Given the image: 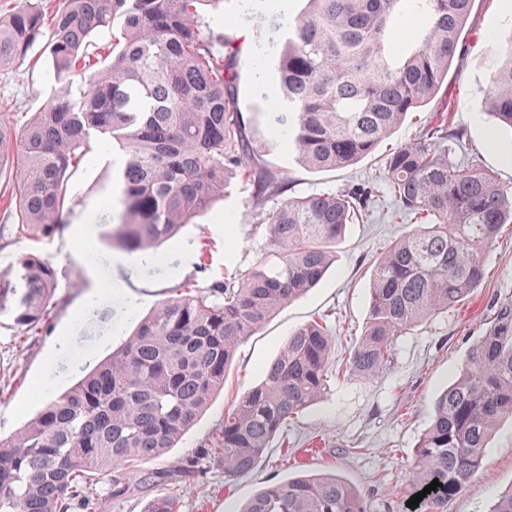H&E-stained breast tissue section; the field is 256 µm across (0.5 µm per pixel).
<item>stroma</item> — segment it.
<instances>
[{
  "label": "stroma",
  "mask_w": 512,
  "mask_h": 512,
  "mask_svg": "<svg viewBox=\"0 0 512 512\" xmlns=\"http://www.w3.org/2000/svg\"><path fill=\"white\" fill-rule=\"evenodd\" d=\"M304 7L303 0H222L220 25L240 45L242 116L252 128L256 151L289 179L291 195L368 187L373 212L368 220L348 225L336 246V261L319 285L279 310L238 349L223 391L177 447L125 470L131 485L125 500L113 502L108 491H101L104 512H145L158 488L144 483V472L172 467L192 455L222 423L225 411L260 382L289 333L317 319L336 332L335 386L290 422L286 441H273L252 473L228 483L220 466L208 464L204 477L188 483L181 512H239L265 485L308 471L332 473L357 487L368 512H412L410 467L433 399L453 381L470 344L490 327L497 306L512 300V224H507L487 251L485 279L465 301L400 337L390 365L378 377L346 375L353 342L368 318L374 262L412 228L410 221L391 220L397 205L383 171L393 149L416 139L433 112L444 108L451 126L463 133L453 162L477 161L500 183L512 186V163L503 155L512 145V130L501 127L486 106L496 61L494 43L512 34V10L504 0H475L460 46L463 63L451 67L447 84L433 101L408 116L371 156L344 170L316 172L299 163L287 142L272 139L270 130L278 126L281 114L266 106L274 93V64L288 24ZM50 69L46 55L36 49L16 69L0 71V122L18 129L42 111L58 88ZM15 151V145L0 146V224L13 223L16 215ZM119 166L118 154L96 149L69 180L75 206L64 231L48 240L17 232L0 246V272L30 252L40 253L62 272L56 291L60 304L46 326L25 335L9 320L0 321L2 438L34 417L50 396L65 391L87 361L118 349L137 317L172 295L181 281L191 278L205 287L226 277L240 278L268 254L252 187L234 174L223 197L150 260L113 248L107 241L108 216ZM98 286L105 290V299L92 316L79 317L80 303ZM63 337L68 346L60 351L56 343ZM509 488L512 422L506 420L490 441L481 474L449 500L445 512H487L496 493Z\"/></svg>",
  "instance_id": "obj_1"
}]
</instances>
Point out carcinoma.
Instances as JSON below:
<instances>
[{"mask_svg": "<svg viewBox=\"0 0 512 512\" xmlns=\"http://www.w3.org/2000/svg\"><path fill=\"white\" fill-rule=\"evenodd\" d=\"M221 0H57L44 21L34 0L0 17V71L36 46L60 89L15 135L19 224L39 239L62 232L72 210L74 168L110 144L123 156L112 246L155 251L245 174L273 259L244 278L215 280L162 300L112 357L49 399L0 438V512H98L91 475H112V499L129 486L120 468L161 457L213 396L241 344L280 308L314 287L333 264L347 225L369 210L371 191L289 195V181L254 151L238 107V49L200 5ZM276 60L274 104L292 114L288 143L311 170L350 167L407 116L426 106L459 61L474 0H306ZM112 33V50L97 42ZM224 52H215V46ZM490 77L487 108L512 127V39ZM459 134L448 113L387 159L385 181L417 229L375 261L369 317L349 372L371 380L396 340L462 302L484 277L485 252L512 224V187L450 155ZM60 272L36 253L0 273V315L20 329L44 326ZM335 340L313 321L294 330L262 381L176 470L150 474L169 487L146 512H180L184 479L202 462L225 482L250 474L273 437L331 387ZM512 419V300L469 347L455 380L435 399L418 439L415 492L437 479L423 512H439L481 471L493 429ZM240 512H366L364 495L335 475L268 485Z\"/></svg>", "mask_w": 512, "mask_h": 512, "instance_id": "obj_1", "label": "carcinoma"}]
</instances>
